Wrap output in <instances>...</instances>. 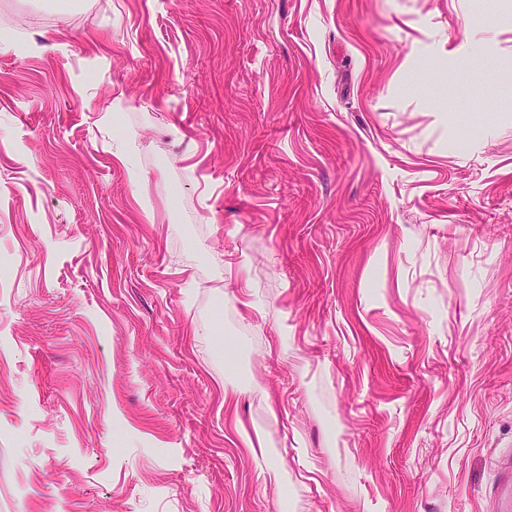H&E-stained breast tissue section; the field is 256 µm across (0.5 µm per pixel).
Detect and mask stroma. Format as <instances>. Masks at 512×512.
I'll return each mask as SVG.
<instances>
[{
    "label": "stroma",
    "instance_id": "obj_1",
    "mask_svg": "<svg viewBox=\"0 0 512 512\" xmlns=\"http://www.w3.org/2000/svg\"><path fill=\"white\" fill-rule=\"evenodd\" d=\"M79 2L0 0V512H512V0Z\"/></svg>",
    "mask_w": 512,
    "mask_h": 512
}]
</instances>
